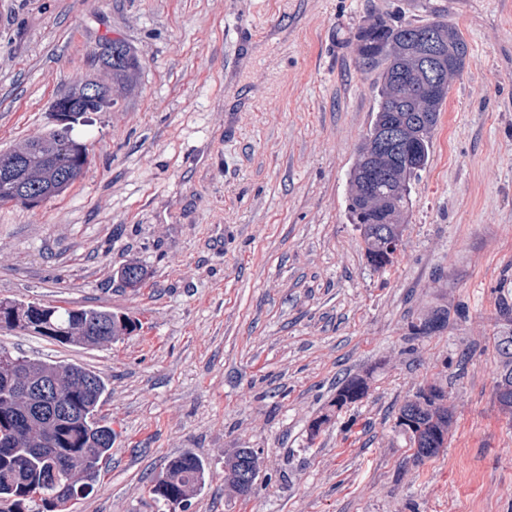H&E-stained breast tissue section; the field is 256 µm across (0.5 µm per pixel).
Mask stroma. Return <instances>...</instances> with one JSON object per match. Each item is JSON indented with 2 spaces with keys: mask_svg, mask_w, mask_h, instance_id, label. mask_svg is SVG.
<instances>
[{
  "mask_svg": "<svg viewBox=\"0 0 512 512\" xmlns=\"http://www.w3.org/2000/svg\"><path fill=\"white\" fill-rule=\"evenodd\" d=\"M373 14L444 18L469 51L383 273L347 221L377 106L347 38ZM117 38L141 71L75 126L80 178L0 206V300L139 322L94 349L0 330L105 380L111 455L69 512H159L151 482L186 451L208 470L187 512H512L493 344L512 305V0H0V151L52 128L69 87L109 82L94 52ZM131 262L148 271L136 289L119 278ZM439 305L447 327L412 337ZM365 375L367 396L311 436ZM434 378L455 424L419 463L396 413ZM245 447L259 474L240 497L224 459Z\"/></svg>",
  "mask_w": 512,
  "mask_h": 512,
  "instance_id": "stroma-1",
  "label": "stroma"
}]
</instances>
